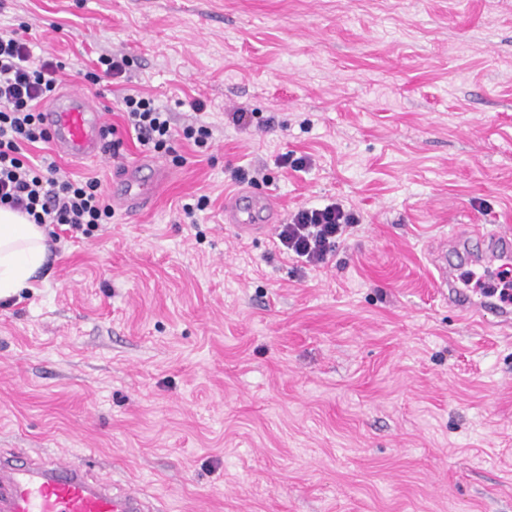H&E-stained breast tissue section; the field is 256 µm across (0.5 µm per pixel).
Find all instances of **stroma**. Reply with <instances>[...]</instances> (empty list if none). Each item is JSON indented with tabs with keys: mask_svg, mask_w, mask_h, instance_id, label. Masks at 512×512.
Here are the masks:
<instances>
[{
	"mask_svg": "<svg viewBox=\"0 0 512 512\" xmlns=\"http://www.w3.org/2000/svg\"><path fill=\"white\" fill-rule=\"evenodd\" d=\"M11 30L115 129L60 178L171 176L91 237L56 226L36 289L0 300V456L158 512H512V332L449 309L429 256L458 224L512 230V0H0ZM109 52L126 72L89 84ZM136 93L208 146H143ZM248 188L254 239L224 221ZM332 201L358 222L326 264L277 248ZM267 200L252 191H243L230 199L224 209V221L237 231L240 237L254 236L264 233L266 222Z\"/></svg>",
	"mask_w": 512,
	"mask_h": 512,
	"instance_id": "1",
	"label": "stroma"
}]
</instances>
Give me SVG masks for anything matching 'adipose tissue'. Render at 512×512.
<instances>
[{
  "label": "adipose tissue",
  "instance_id": "ef3b65f1",
  "mask_svg": "<svg viewBox=\"0 0 512 512\" xmlns=\"http://www.w3.org/2000/svg\"><path fill=\"white\" fill-rule=\"evenodd\" d=\"M46 230L27 215L0 207V299L33 288L46 261Z\"/></svg>",
  "mask_w": 512,
  "mask_h": 512
}]
</instances>
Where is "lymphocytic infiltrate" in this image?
<instances>
[{
    "instance_id": "obj_1",
    "label": "lymphocytic infiltrate",
    "mask_w": 512,
    "mask_h": 512,
    "mask_svg": "<svg viewBox=\"0 0 512 512\" xmlns=\"http://www.w3.org/2000/svg\"><path fill=\"white\" fill-rule=\"evenodd\" d=\"M31 49L12 34L0 33V206L25 213L36 224H64L89 237L112 218V205L96 177L58 179L57 161L48 154L27 155L28 146L50 141L41 106L56 91L62 62L52 58L32 64ZM123 118L141 144L158 153L169 152L174 134L206 146L213 131L198 121L175 129L170 112L142 95L125 96ZM353 212L331 203L298 209L279 225L277 247L310 267L326 263L337 239L356 224Z\"/></svg>"
}]
</instances>
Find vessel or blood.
Returning <instances> with one entry per match:
<instances>
[{
    "mask_svg": "<svg viewBox=\"0 0 512 512\" xmlns=\"http://www.w3.org/2000/svg\"><path fill=\"white\" fill-rule=\"evenodd\" d=\"M56 149L73 159L89 160L102 154L105 137L100 112L83 94L59 95L45 112ZM169 176L166 167L154 168L151 176H140L137 164L125 165L112 186V200L133 215L147 207L156 187ZM268 203L264 197L244 191L230 199L224 210L225 223L239 236L264 233ZM479 252H472V242ZM441 259L434 262L436 288L460 317L475 323L493 322L498 328L512 327V307L492 296L470 293L457 285L453 273L458 261H474L482 254L496 261L512 260V234L488 229L483 224L464 226L450 243L440 248ZM0 512H154L146 496L139 492L115 493L108 481L89 482L76 466L56 464L33 468L27 463L0 458Z\"/></svg>",
    "mask_w": 512,
    "mask_h": 512,
    "instance_id": "obj_1",
    "label": "vessel or blood"
}]
</instances>
